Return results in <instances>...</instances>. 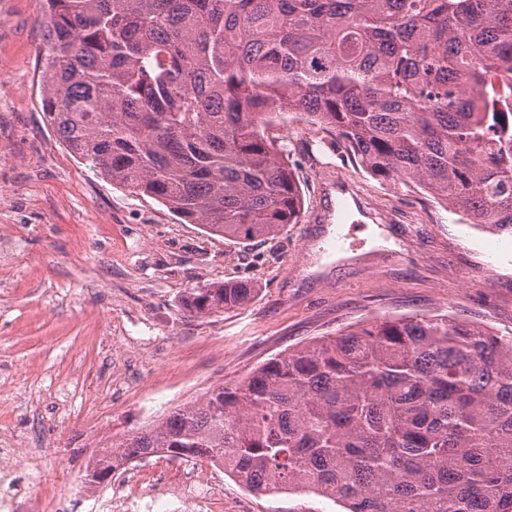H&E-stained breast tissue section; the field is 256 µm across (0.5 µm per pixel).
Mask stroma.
Here are the masks:
<instances>
[{"label":"stroma","instance_id":"stroma-1","mask_svg":"<svg viewBox=\"0 0 512 512\" xmlns=\"http://www.w3.org/2000/svg\"><path fill=\"white\" fill-rule=\"evenodd\" d=\"M41 8L0 0V429L41 450L47 491L81 499L97 449L357 323L449 313L512 333V234L371 176L334 130L302 115L264 128L304 198L300 224L274 237L207 234L91 172L43 116ZM336 182L368 202L358 232L324 216ZM241 279L259 290L247 305L185 310L187 289ZM194 469L220 486L221 512H340L313 494L255 496L206 462Z\"/></svg>","mask_w":512,"mask_h":512}]
</instances>
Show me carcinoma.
Instances as JSON below:
<instances>
[{"instance_id": "carcinoma-1", "label": "carcinoma", "mask_w": 512, "mask_h": 512, "mask_svg": "<svg viewBox=\"0 0 512 512\" xmlns=\"http://www.w3.org/2000/svg\"><path fill=\"white\" fill-rule=\"evenodd\" d=\"M42 2L47 123L211 235L300 223L299 182L262 133L290 112L336 130L371 174L512 233V0ZM257 291L209 283L183 305L223 313ZM154 456L342 512H512V336L449 314L360 323L103 448L87 483Z\"/></svg>"}]
</instances>
